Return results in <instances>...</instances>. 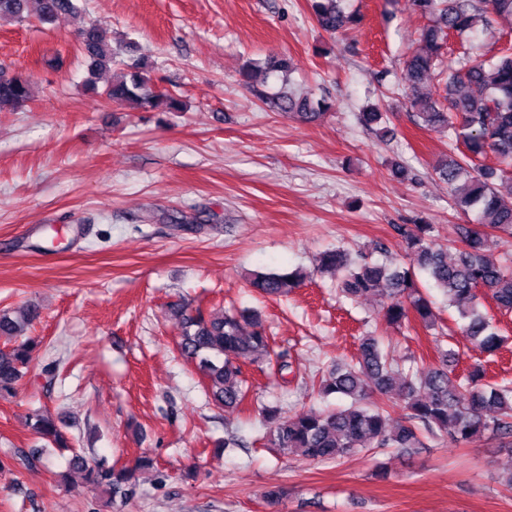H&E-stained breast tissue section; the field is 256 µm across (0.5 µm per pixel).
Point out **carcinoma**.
<instances>
[{"label":"carcinoma","mask_w":512,"mask_h":512,"mask_svg":"<svg viewBox=\"0 0 512 512\" xmlns=\"http://www.w3.org/2000/svg\"><path fill=\"white\" fill-rule=\"evenodd\" d=\"M339 0H313L319 26L334 34L355 21L337 6ZM415 10L429 19L421 33L422 47L405 62L399 86L416 109L418 125L447 131L457 156H449L437 173L448 183L456 210L477 213L479 227L456 226L461 246L448 258V248L436 243L430 224H398L395 231L407 244L410 264L378 262L370 257L351 256L339 248L320 257L319 269L341 276L339 290L346 298L380 302L387 323L402 326L415 314L432 326L430 303L420 291L417 273L423 272L440 289L448 306L463 320L462 335L482 354H496L503 338L480 310V299L488 296L496 307L512 312V264L497 262L489 254L490 244H508L512 238V179L497 163L512 162V46L497 49L488 59L470 51L454 63L443 62V47L450 34L470 30L478 15L512 28V0H412ZM79 11L77 0H0V21L31 22L48 26L63 16ZM80 51L86 59L84 89L115 106L134 104L148 111L177 112L180 99L170 90H159L146 75L141 58L117 59L112 39L94 25L80 33ZM120 65L123 71L99 88L103 72ZM438 76L441 101H431L419 86ZM37 84L31 76L12 72L0 63V106L22 109L35 97ZM274 107L295 112L313 122L332 104L325 97L313 99L286 92L272 99ZM306 278L301 271L267 272L254 276L251 286L265 296H280ZM181 323L177 350L194 363L202 375L207 396L218 407L235 408L247 397L243 366L255 364L270 376L287 382L292 372L288 353L274 349L271 337L258 314L226 312L214 316L197 306L174 309ZM40 311L27 306L17 316L0 312V337L12 342L0 349V394L10 393L27 374L30 354L38 340L28 330ZM252 330L244 332L241 323ZM456 353H441L435 367L395 365L378 337L360 339L357 357L336 363L322 392L349 400V404L328 411L310 410L284 416L276 407L264 408L265 432L261 439L271 448L300 455L317 462H339L363 451L386 448L423 447V437L445 438L455 443L488 432L499 439L512 438V383L485 379L482 364L453 378ZM401 401L407 414L393 429L387 427L389 409ZM32 431L43 439L66 448L67 442L52 416L34 409L29 414ZM72 464L85 472L94 486H106L112 496H128L135 485V470L105 468L74 452Z\"/></svg>","instance_id":"cac0c4a2"}]
</instances>
